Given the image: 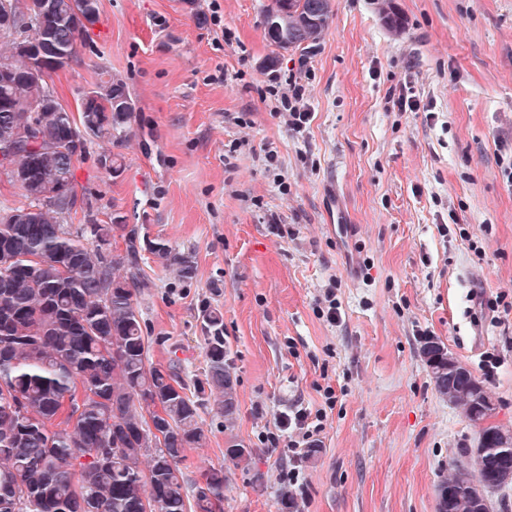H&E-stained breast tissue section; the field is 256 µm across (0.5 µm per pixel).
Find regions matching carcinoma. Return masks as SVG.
I'll return each mask as SVG.
<instances>
[{
    "label": "carcinoma",
    "mask_w": 512,
    "mask_h": 512,
    "mask_svg": "<svg viewBox=\"0 0 512 512\" xmlns=\"http://www.w3.org/2000/svg\"><path fill=\"white\" fill-rule=\"evenodd\" d=\"M45 23L30 29L24 43L52 40L72 61L86 30L77 13L99 16V0H49ZM334 0H271L264 28L278 49L313 50L327 35ZM22 43V44H24ZM11 36L0 42V66L28 69L29 55ZM33 79L0 82V142L18 134L20 116L45 96ZM78 110L60 103L42 110L45 152L21 148L15 164L30 173L21 184L28 203L0 213V512H214L224 499V472L211 470L188 497L181 464L187 449L201 445L200 411L211 407L233 429L239 410L237 379L227 362L219 311L203 310L210 333L204 377L187 393L178 362L149 363L148 339L137 310L138 282L119 271L137 265L139 248L111 250L123 217L107 224H68L63 207L51 203L60 190L76 191L74 140L107 139L119 145L131 131L133 99L126 81L97 73ZM155 262L188 279L189 257L155 238L145 243ZM433 370L441 397L478 425L489 418L478 399L483 384L466 374L448 396L445 358L420 350ZM162 436L154 435L147 418ZM109 448L101 470L81 459ZM225 453L247 469L252 451L232 443ZM457 472L437 487V512H448L446 494Z\"/></svg>",
    "instance_id": "carcinoma-1"
}]
</instances>
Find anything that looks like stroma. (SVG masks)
Instances as JSON below:
<instances>
[{
	"label": "stroma",
	"mask_w": 512,
	"mask_h": 512,
	"mask_svg": "<svg viewBox=\"0 0 512 512\" xmlns=\"http://www.w3.org/2000/svg\"><path fill=\"white\" fill-rule=\"evenodd\" d=\"M386 1L403 31L384 24ZM268 3L99 0L51 83L74 110L104 68L135 111L125 146L88 143L78 188L99 222L122 216L193 261L181 279L141 255L151 362L202 375V311L223 315L239 414L228 432L202 413L186 486L223 470L224 512H282L285 493L293 512H437L478 429L436 392L426 337L483 382L492 423L512 430V0H335L308 53L270 45ZM291 76L312 114L300 134L267 96ZM404 84L422 111L389 103ZM115 149L117 177L99 164ZM331 293L333 322L321 315ZM301 408L323 413L319 453L294 465L268 440ZM232 438L251 448L249 468L226 456Z\"/></svg>",
	"instance_id": "35a3bbf8"
}]
</instances>
